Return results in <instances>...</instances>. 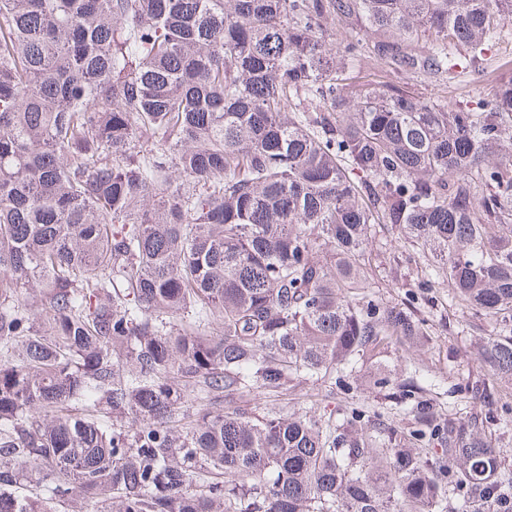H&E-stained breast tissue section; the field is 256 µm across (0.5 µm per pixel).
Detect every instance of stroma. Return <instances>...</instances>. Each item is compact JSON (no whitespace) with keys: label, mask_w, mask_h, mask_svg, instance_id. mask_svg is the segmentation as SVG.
<instances>
[{"label":"stroma","mask_w":512,"mask_h":512,"mask_svg":"<svg viewBox=\"0 0 512 512\" xmlns=\"http://www.w3.org/2000/svg\"><path fill=\"white\" fill-rule=\"evenodd\" d=\"M490 65L486 72L471 74L460 85L444 87L429 79L412 80L415 93L455 103L467 99L479 101L492 91L497 79L512 75L508 61L512 60V23L505 25L502 39L490 51ZM370 263L380 294L398 302L404 300L410 283L417 278L416 267L394 265V257L404 250L402 227L377 226L369 244ZM452 288L440 284L434 288L430 300L420 301L418 312L429 325V341L425 347L402 346L392 351L391 360L411 363L419 367L422 375L434 380L433 393L445 411L458 417L484 421L490 408L481 399L467 392L469 382L486 375L481 361L484 340L498 331L497 325L485 317H476L449 307L448 296Z\"/></svg>","instance_id":"stroma-1"}]
</instances>
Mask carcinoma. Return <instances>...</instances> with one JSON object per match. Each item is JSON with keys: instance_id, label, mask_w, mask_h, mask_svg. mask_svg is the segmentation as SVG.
<instances>
[{"instance_id": "cac0c4a2", "label": "carcinoma", "mask_w": 512, "mask_h": 512, "mask_svg": "<svg viewBox=\"0 0 512 512\" xmlns=\"http://www.w3.org/2000/svg\"><path fill=\"white\" fill-rule=\"evenodd\" d=\"M510 21L512 0H0V512H512L483 428L382 362L429 332L365 263L404 226L413 287L499 326L471 392L512 384V78L452 107L399 81L462 80ZM361 387L380 402L332 404Z\"/></svg>"}]
</instances>
